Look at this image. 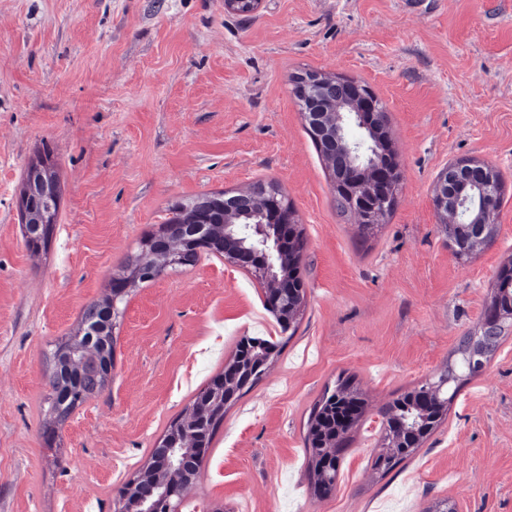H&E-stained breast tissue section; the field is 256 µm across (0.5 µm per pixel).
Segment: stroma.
<instances>
[{"label":"stroma","instance_id":"obj_1","mask_svg":"<svg viewBox=\"0 0 512 512\" xmlns=\"http://www.w3.org/2000/svg\"><path fill=\"white\" fill-rule=\"evenodd\" d=\"M369 85L401 172L374 237L337 213L292 74ZM62 185L47 252L23 238L18 200L39 150ZM501 175L494 242L458 259L433 194L449 164ZM275 181L305 238L294 335L266 287L202 255L126 296L114 369L55 443L43 437L56 344L176 203ZM512 260V0H0V512H114L118 489L237 341L282 342L231 406L178 512H512V327L445 423L378 477V409L431 379L483 323ZM365 394L335 492L313 496L309 412L338 375Z\"/></svg>","mask_w":512,"mask_h":512}]
</instances>
